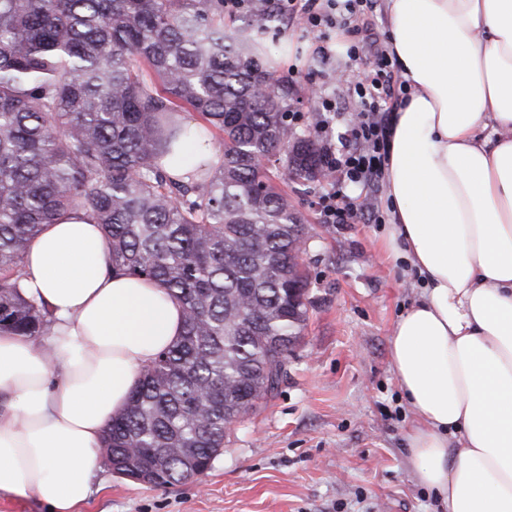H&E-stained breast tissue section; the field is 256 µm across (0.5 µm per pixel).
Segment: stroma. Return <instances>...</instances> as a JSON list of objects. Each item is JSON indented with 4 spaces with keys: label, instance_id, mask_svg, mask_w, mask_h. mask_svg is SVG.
Wrapping results in <instances>:
<instances>
[{
    "label": "stroma",
    "instance_id": "obj_1",
    "mask_svg": "<svg viewBox=\"0 0 512 512\" xmlns=\"http://www.w3.org/2000/svg\"><path fill=\"white\" fill-rule=\"evenodd\" d=\"M354 25V36L333 33L327 59L301 25L283 18L264 42L293 92L296 127L315 138L328 123L338 147L356 110L339 91L386 48L384 5ZM354 41L360 51L351 57ZM331 98L335 111H323ZM277 183L316 230L305 257L310 318L277 394L228 431L201 480L154 487L102 465L78 512H442L412 475V415L388 355L399 315L419 297L417 278L381 251L383 225L324 223L322 196L361 199L368 188L337 172L307 185L283 176Z\"/></svg>",
    "mask_w": 512,
    "mask_h": 512
}]
</instances>
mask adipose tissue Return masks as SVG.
I'll list each match as a JSON object with an SVG mask.
<instances>
[{"label": "adipose tissue", "instance_id": "1", "mask_svg": "<svg viewBox=\"0 0 512 512\" xmlns=\"http://www.w3.org/2000/svg\"><path fill=\"white\" fill-rule=\"evenodd\" d=\"M408 95L392 115L385 243L422 285L388 355L416 421L412 474L446 512H512V0H387ZM50 338L0 333V496L76 512L102 437L182 332L159 283L111 270L84 214L23 262Z\"/></svg>", "mask_w": 512, "mask_h": 512}]
</instances>
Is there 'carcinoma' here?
Masks as SVG:
<instances>
[{"label":"carcinoma","mask_w":512,"mask_h":512,"mask_svg":"<svg viewBox=\"0 0 512 512\" xmlns=\"http://www.w3.org/2000/svg\"><path fill=\"white\" fill-rule=\"evenodd\" d=\"M252 43V25L224 28V0H0V331L50 335L23 260L74 212L114 269L181 302V336L104 438L124 478L132 452L166 454L152 486L212 468L230 426L277 394L309 319L308 225L266 163L307 183L326 165L288 123V86L262 91L273 75ZM181 112L218 158L188 180L168 167Z\"/></svg>","instance_id":"cac0c4a2"}]
</instances>
